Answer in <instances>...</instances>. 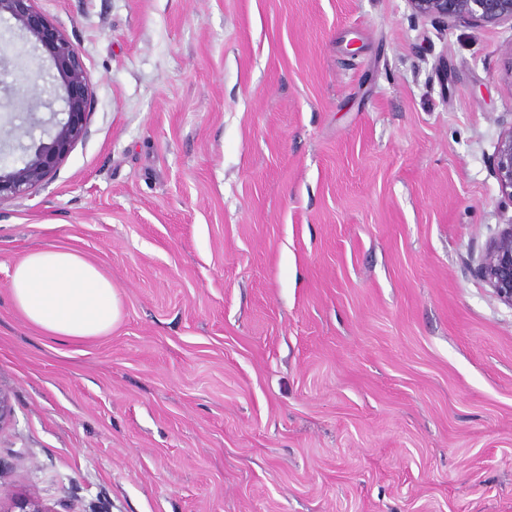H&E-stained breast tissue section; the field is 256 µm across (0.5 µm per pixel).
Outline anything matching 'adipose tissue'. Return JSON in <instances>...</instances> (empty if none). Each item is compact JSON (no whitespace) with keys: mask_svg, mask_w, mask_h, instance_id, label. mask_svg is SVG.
Wrapping results in <instances>:
<instances>
[{"mask_svg":"<svg viewBox=\"0 0 512 512\" xmlns=\"http://www.w3.org/2000/svg\"><path fill=\"white\" fill-rule=\"evenodd\" d=\"M9 295L29 324L65 342L107 335L122 314L111 278L62 246L29 251L11 271Z\"/></svg>","mask_w":512,"mask_h":512,"instance_id":"ef3b65f1","label":"adipose tissue"}]
</instances>
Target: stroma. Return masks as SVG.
<instances>
[{
	"mask_svg": "<svg viewBox=\"0 0 512 512\" xmlns=\"http://www.w3.org/2000/svg\"><path fill=\"white\" fill-rule=\"evenodd\" d=\"M87 133L0 201V501L55 512H512V308L474 268L512 217V25L406 0H36ZM0 159L43 138L44 51L0 21ZM111 276L63 344L9 296L29 250ZM491 168L502 197L512 203V127L499 137L491 158ZM1 512H55L49 508L37 490L31 489L12 498L5 508L0 502Z\"/></svg>",
	"mask_w": 512,
	"mask_h": 512,
	"instance_id": "1",
	"label": "stroma"
}]
</instances>
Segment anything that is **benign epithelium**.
<instances>
[{
  "mask_svg": "<svg viewBox=\"0 0 512 512\" xmlns=\"http://www.w3.org/2000/svg\"><path fill=\"white\" fill-rule=\"evenodd\" d=\"M35 0H0V17L8 15L30 40L48 54L54 69V92L64 103L65 118L48 140L24 149L13 167H0V201L28 193L46 182L86 134L88 79L78 46L35 5ZM411 16L448 28L476 29L512 24V0H407ZM492 172L505 199L512 202V127L505 130L491 158ZM496 298L512 308V218L489 241L476 269ZM0 512H54L37 490L31 489L0 505Z\"/></svg>",
  "mask_w": 512,
  "mask_h": 512,
  "instance_id": "benign-epithelium-1",
  "label": "benign epithelium"
}]
</instances>
